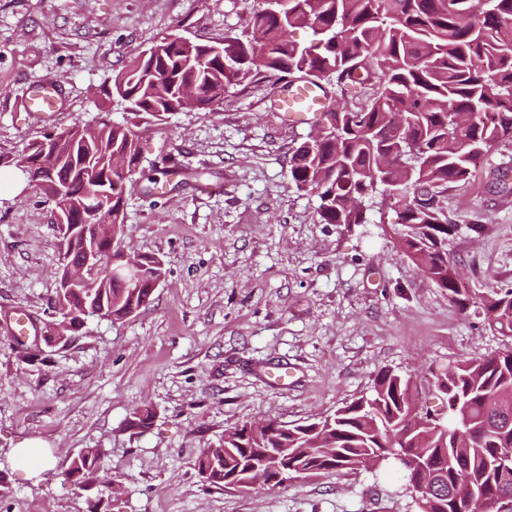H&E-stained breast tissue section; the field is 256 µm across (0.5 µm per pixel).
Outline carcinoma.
<instances>
[{
    "label": "carcinoma",
    "mask_w": 512,
    "mask_h": 512,
    "mask_svg": "<svg viewBox=\"0 0 512 512\" xmlns=\"http://www.w3.org/2000/svg\"><path fill=\"white\" fill-rule=\"evenodd\" d=\"M302 25L311 31L306 43L290 38ZM296 73L340 93L376 85L365 105L328 109L321 140L302 143L292 156L291 177L298 190L317 197L319 222L364 224L375 194L385 206L396 192L410 194L412 202L396 213L399 245L425 279L467 310L474 289L445 249L458 225L431 192L468 182L471 161L483 151L512 148V0H290L282 17L261 9L239 35L221 41L176 43L166 35L105 80L101 93L133 118L161 124L181 109L187 91L213 111L229 84ZM136 127L105 115L89 147L72 133L51 140L57 165L29 181L53 206L45 181L79 194L70 223L60 225L63 253L48 322L62 344L89 316L130 318L150 303L163 276L161 260L142 255L141 278L133 284L104 275L62 287L67 268L79 265L86 251L81 228L106 212L118 237L127 235L122 188L139 158ZM97 248L112 266L123 264L120 242L101 240ZM479 301L487 325L512 337V288H492ZM435 389L448 404L439 431L408 421L417 386L382 370L369 394L320 429L314 422L286 428L273 421L225 429L197 458L198 472L211 485L227 486L277 464L297 472L349 469L406 448L427 459L416 512H492L493 497L512 494V461L498 462L512 448V348L455 363ZM64 479L112 496L114 480L98 448L80 452ZM474 490L485 494L481 511L468 507Z\"/></svg>",
    "instance_id": "cac0c4a2"
}]
</instances>
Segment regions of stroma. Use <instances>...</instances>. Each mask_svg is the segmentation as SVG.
Listing matches in <instances>:
<instances>
[{"label": "stroma", "mask_w": 512, "mask_h": 512, "mask_svg": "<svg viewBox=\"0 0 512 512\" xmlns=\"http://www.w3.org/2000/svg\"><path fill=\"white\" fill-rule=\"evenodd\" d=\"M263 0H0V512H415L388 465L323 471L267 489L209 485L196 460L228 427L258 419L315 421L365 393L376 373L409 375L432 392L456 361L512 345L477 307L460 310L401 251L391 210L364 224H323L315 196L290 174L314 134L270 107L273 85H228L214 111L139 123L137 173L124 187L127 246L161 260L152 302L117 322L88 318L65 345L26 357L12 313L44 325L56 288L59 226L28 189L15 157L44 136H66L105 108L100 89L130 56L172 30L197 42L241 33ZM51 80L61 112L24 109L26 89ZM469 183L441 197L459 232L448 241L477 292L512 287V149L472 165ZM217 184V193L205 186ZM269 366L287 368L274 384ZM151 427H132L140 408ZM40 441L50 459L21 461ZM87 448L106 453L115 498L64 482Z\"/></svg>", "instance_id": "1"}]
</instances>
